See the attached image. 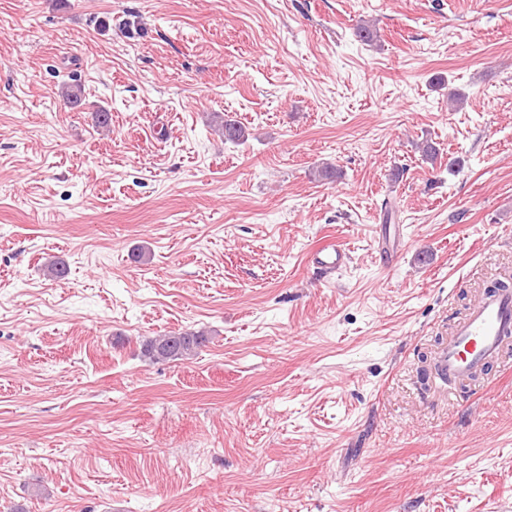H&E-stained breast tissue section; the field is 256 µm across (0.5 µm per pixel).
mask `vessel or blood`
I'll return each instance as SVG.
<instances>
[{"label": "vessel or blood", "mask_w": 512, "mask_h": 512, "mask_svg": "<svg viewBox=\"0 0 512 512\" xmlns=\"http://www.w3.org/2000/svg\"><path fill=\"white\" fill-rule=\"evenodd\" d=\"M312 263L325 272L346 267L349 254L328 243L316 248ZM512 342V289L481 294L468 315L458 322L435 357L440 379L465 380L497 363Z\"/></svg>", "instance_id": "1"}]
</instances>
